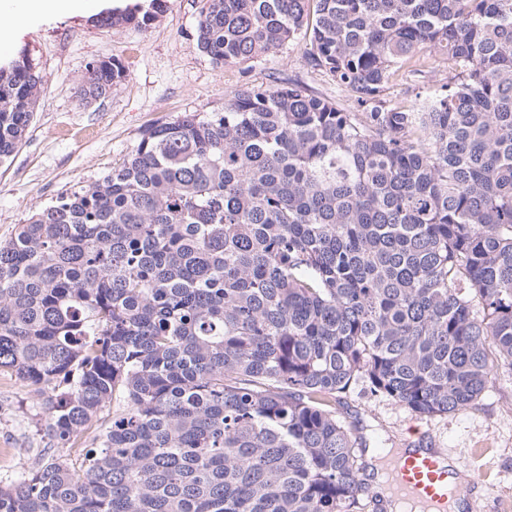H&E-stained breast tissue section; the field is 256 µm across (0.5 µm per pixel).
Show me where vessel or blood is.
Here are the masks:
<instances>
[{"label": "vessel or blood", "mask_w": 512, "mask_h": 512, "mask_svg": "<svg viewBox=\"0 0 512 512\" xmlns=\"http://www.w3.org/2000/svg\"><path fill=\"white\" fill-rule=\"evenodd\" d=\"M397 497L418 504L421 512H448V501L458 496L456 473L442 451L411 448L389 472Z\"/></svg>", "instance_id": "b4317fda"}]
</instances>
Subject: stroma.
Instances as JSON below:
<instances>
[{
    "instance_id": "1",
    "label": "stroma",
    "mask_w": 512,
    "mask_h": 512,
    "mask_svg": "<svg viewBox=\"0 0 512 512\" xmlns=\"http://www.w3.org/2000/svg\"><path fill=\"white\" fill-rule=\"evenodd\" d=\"M202 0H171L169 10L149 27L94 28L87 14L39 20L18 32V47L46 80L25 143L0 165V242L51 204L59 194L85 187L118 167L149 128L188 112H219L247 86L288 80L335 96L329 76L308 63L305 41L279 53L241 64H217L197 47ZM121 63L125 77L110 96L82 105L78 90L92 61ZM437 58L424 78H395L386 97L402 109L446 83ZM341 412L361 428L368 447L410 448L414 433L424 447L443 448L467 469L477 486L463 493L470 512H502L512 500V371L501 369L485 393L465 410L420 419L407 409L358 392L345 397ZM42 397L0 374V476L38 463L46 442L38 429Z\"/></svg>"
}]
</instances>
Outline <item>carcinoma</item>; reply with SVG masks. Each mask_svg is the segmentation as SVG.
<instances>
[{"label":"carcinoma","instance_id":"carcinoma-1","mask_svg":"<svg viewBox=\"0 0 512 512\" xmlns=\"http://www.w3.org/2000/svg\"><path fill=\"white\" fill-rule=\"evenodd\" d=\"M299 39L355 110L243 89L0 243V374L74 448L0 479V512H363L343 395L441 416L512 367V0H206L197 29L224 64ZM429 54L448 81L390 106ZM123 78L91 63L82 100ZM43 90L26 52L0 68V164Z\"/></svg>","mask_w":512,"mask_h":512}]
</instances>
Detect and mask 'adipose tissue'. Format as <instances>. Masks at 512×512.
<instances>
[{"instance_id": "obj_1", "label": "adipose tissue", "mask_w": 512, "mask_h": 512, "mask_svg": "<svg viewBox=\"0 0 512 512\" xmlns=\"http://www.w3.org/2000/svg\"><path fill=\"white\" fill-rule=\"evenodd\" d=\"M101 0H0V57L11 54L17 31L37 19L86 13Z\"/></svg>"}]
</instances>
